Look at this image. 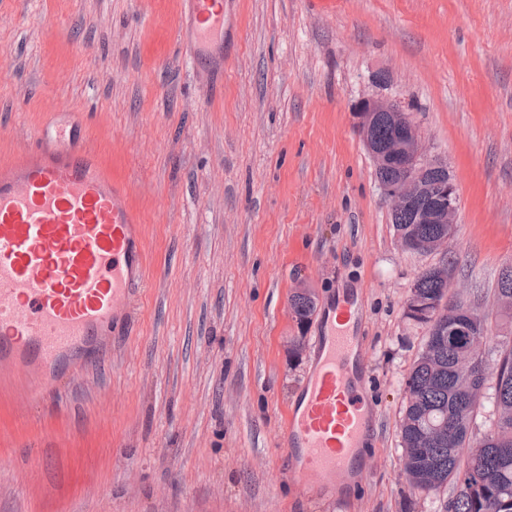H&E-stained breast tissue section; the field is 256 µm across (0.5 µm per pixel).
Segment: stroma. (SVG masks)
Returning <instances> with one entry per match:
<instances>
[{
  "label": "stroma",
  "mask_w": 512,
  "mask_h": 512,
  "mask_svg": "<svg viewBox=\"0 0 512 512\" xmlns=\"http://www.w3.org/2000/svg\"><path fill=\"white\" fill-rule=\"evenodd\" d=\"M0 161L74 112L143 226L146 285L125 335L55 374L56 398L0 392V512H445L402 471L404 383L426 336L404 315L447 264L492 315L512 264V0H224V85L181 59L179 0H0ZM369 98L400 103L446 160L447 248L403 249L356 131ZM360 298L370 475L303 491L287 412L320 315L290 298Z\"/></svg>",
  "instance_id": "stroma-1"
}]
</instances>
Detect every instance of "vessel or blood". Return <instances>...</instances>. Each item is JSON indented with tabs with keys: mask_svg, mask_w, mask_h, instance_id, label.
I'll list each match as a JSON object with an SVG mask.
<instances>
[{
	"mask_svg": "<svg viewBox=\"0 0 512 512\" xmlns=\"http://www.w3.org/2000/svg\"><path fill=\"white\" fill-rule=\"evenodd\" d=\"M182 48L211 80L224 76V0H181ZM146 272L129 184L94 147L43 144L0 165V366L53 369L95 337L122 330ZM311 370L287 417L288 454L304 486L335 493L366 479L363 400L353 295L330 301Z\"/></svg>",
	"mask_w": 512,
	"mask_h": 512,
	"instance_id": "vessel-or-blood-1",
	"label": "vessel or blood"
}]
</instances>
